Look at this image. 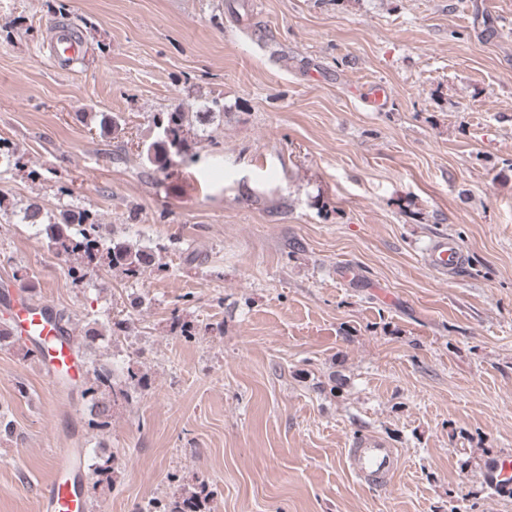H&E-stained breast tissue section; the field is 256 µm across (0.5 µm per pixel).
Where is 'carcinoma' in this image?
Returning a JSON list of instances; mask_svg holds the SVG:
<instances>
[{"instance_id":"cac0c4a2","label":"carcinoma","mask_w":512,"mask_h":512,"mask_svg":"<svg viewBox=\"0 0 512 512\" xmlns=\"http://www.w3.org/2000/svg\"><path fill=\"white\" fill-rule=\"evenodd\" d=\"M186 119L184 112H171L167 120L161 123L160 150L154 151L153 162L164 165L167 154L184 152L186 143L183 133V123ZM23 223L41 225L44 227L46 239L58 254L77 261L70 266L72 279L83 283L95 269V255L70 245V242L90 231L98 244L109 258L112 267L122 271L129 278H138L143 273L161 265V252L146 247H135L130 243L111 239L105 240L102 235V224L98 215L86 209L67 208L54 215L44 214L43 208L33 203L23 212ZM107 341V335L99 327V322L93 319L85 325L84 335L77 345L80 357H86L91 351L100 348ZM146 387L145 377L132 369H127L123 381L114 378L112 367L105 363L90 364L82 375L81 396L87 401V427L91 430L104 431L112 425V404L119 400L132 402ZM116 456L101 455L94 467V473L101 479L112 478L115 469ZM209 499V490L205 482L200 481L185 493L154 499L147 503L141 512H205Z\"/></svg>"}]
</instances>
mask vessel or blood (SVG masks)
Returning <instances> with one entry per match:
<instances>
[{
    "mask_svg": "<svg viewBox=\"0 0 512 512\" xmlns=\"http://www.w3.org/2000/svg\"><path fill=\"white\" fill-rule=\"evenodd\" d=\"M48 48L50 58L65 69L80 56L81 41L68 28L58 26L53 30ZM461 262V250L449 237L433 241L426 253V265L440 274L457 269ZM0 303L13 310L14 334L25 337L36 348L38 361L50 380L81 371L82 366L74 355L75 339L70 331L58 328L53 307L8 289L0 292ZM346 462L360 483L382 488L399 469L401 458L397 449L376 439H366L347 449ZM50 468L52 478L42 495V512H84L86 501L76 482L85 472L82 449H55Z\"/></svg>",
    "mask_w": 512,
    "mask_h": 512,
    "instance_id": "1",
    "label": "vessel or blood"
}]
</instances>
